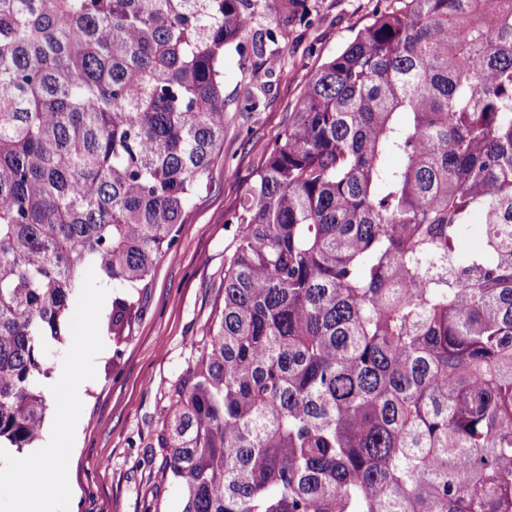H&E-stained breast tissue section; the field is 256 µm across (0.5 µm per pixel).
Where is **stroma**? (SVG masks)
<instances>
[{
	"label": "stroma",
	"instance_id": "35a3bbf8",
	"mask_svg": "<svg viewBox=\"0 0 512 512\" xmlns=\"http://www.w3.org/2000/svg\"><path fill=\"white\" fill-rule=\"evenodd\" d=\"M303 19L282 24L285 0H247L245 44L224 54V152L207 189L192 200L175 244L156 262L140 292L139 315L114 346L105 329L112 284L86 270L47 353V399L40 446L56 445L50 428L62 407L79 420L64 478L72 493L56 512H180L181 494L164 469L160 431L172 384L184 375L220 300L233 250L228 218L263 163L315 71L339 53L382 8V0H308ZM276 67H269L270 59ZM93 323L96 346L81 344ZM81 370L77 386L53 380Z\"/></svg>",
	"mask_w": 512,
	"mask_h": 512
}]
</instances>
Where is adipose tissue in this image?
<instances>
[{"instance_id": "1", "label": "adipose tissue", "mask_w": 512, "mask_h": 512, "mask_svg": "<svg viewBox=\"0 0 512 512\" xmlns=\"http://www.w3.org/2000/svg\"><path fill=\"white\" fill-rule=\"evenodd\" d=\"M64 465L65 459L59 449H36L26 463L33 480L18 512H55L57 496L68 490L61 478Z\"/></svg>"}]
</instances>
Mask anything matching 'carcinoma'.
I'll return each mask as SVG.
<instances>
[{
	"label": "carcinoma",
	"instance_id": "cac0c4a2",
	"mask_svg": "<svg viewBox=\"0 0 512 512\" xmlns=\"http://www.w3.org/2000/svg\"><path fill=\"white\" fill-rule=\"evenodd\" d=\"M250 25L244 0H0V442L41 436L84 268L124 340ZM232 223L157 436L181 512H512V0H389Z\"/></svg>",
	"mask_w": 512,
	"mask_h": 512
}]
</instances>
